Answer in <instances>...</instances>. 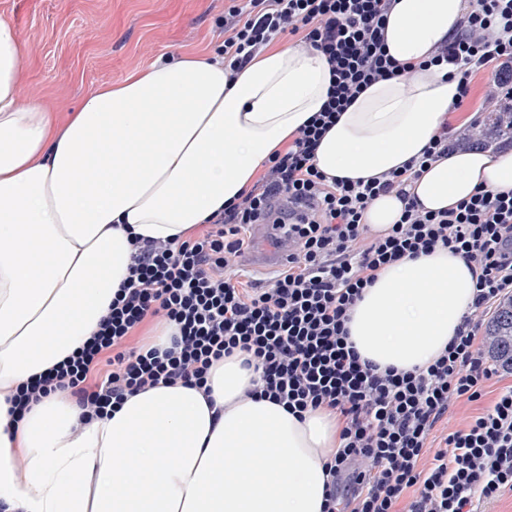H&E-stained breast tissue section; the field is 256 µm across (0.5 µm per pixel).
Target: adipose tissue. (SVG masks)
<instances>
[{
    "mask_svg": "<svg viewBox=\"0 0 512 512\" xmlns=\"http://www.w3.org/2000/svg\"><path fill=\"white\" fill-rule=\"evenodd\" d=\"M465 0H398L389 54L426 59ZM24 49L0 19V504L7 512H323L336 417L243 399L257 375L233 356L206 389L158 385L101 419L68 392L23 417L8 399L80 350L127 282L133 241L183 240L254 182L327 99L325 59L278 46L224 76L221 56L178 55L105 84L66 119L20 105ZM458 95L454 78H392L341 113L320 171L368 179L421 156ZM512 190V151L460 152L409 191L443 210L477 190ZM475 269L448 249L386 267L354 306L361 358L411 370L456 335Z\"/></svg>",
    "mask_w": 512,
    "mask_h": 512,
    "instance_id": "ef3b65f1",
    "label": "adipose tissue"
}]
</instances>
